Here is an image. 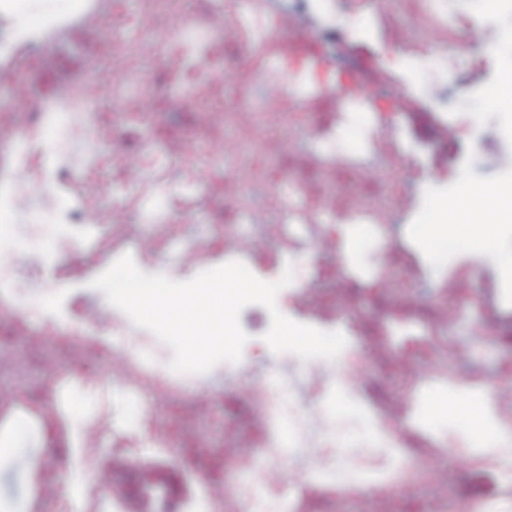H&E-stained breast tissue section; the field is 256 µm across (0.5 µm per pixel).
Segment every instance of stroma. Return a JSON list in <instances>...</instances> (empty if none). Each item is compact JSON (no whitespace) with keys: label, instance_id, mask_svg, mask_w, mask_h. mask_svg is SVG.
Here are the masks:
<instances>
[{"label":"stroma","instance_id":"35a3bbf8","mask_svg":"<svg viewBox=\"0 0 512 512\" xmlns=\"http://www.w3.org/2000/svg\"><path fill=\"white\" fill-rule=\"evenodd\" d=\"M422 2L327 0L318 7L313 0H279L280 12L309 30L308 42L260 17L238 39L210 45L187 73L164 65L179 48L165 36L170 13L148 18L150 34L163 41L135 66L160 84L153 110L131 123L138 94L92 103L98 132L92 144H75L62 158L52 194H34L26 211L0 215V226L28 249L54 256L39 268H14V287L0 290V359L9 364L0 373V415L13 422L17 443L14 455L0 460V500L25 499L34 471L61 469L55 448L65 437L67 411H80L81 389L102 395L123 389L119 372L108 366L111 354L122 351L143 373L127 405L136 429H112L106 401L98 402L87 418L99 429L97 469L167 463L191 495L222 491L219 512H253L256 500L275 498L285 512H481L488 501L512 512L498 456L472 451L463 424L430 420L426 411L433 395L487 388L498 422L512 427V288L498 275L512 260V227L482 251L460 242L428 256L414 238L433 198L463 181L495 184L512 172L498 163L512 152V136L504 132L512 115L485 98L512 63V43L471 47L475 32L512 31V6L437 0L448 27L432 37ZM91 5L83 0L75 11L70 0H0V36L51 9L70 18L67 30L17 49V77L33 95H55L75 76L93 78V64L116 36L115 21L142 11L141 0H105L92 41L81 24ZM263 29L270 32V55L258 58L249 45ZM282 56L299 64L320 58L327 73L311 74L299 95L277 102L237 83L238 74L258 71L284 79L275 64ZM217 103L227 113L222 136L237 146L227 155L214 152L208 127ZM256 137L288 141L289 150H255ZM117 138L147 152L143 181L155 182L158 160L201 177L203 192L160 190V206L171 217L164 225L151 223L145 205L131 213L130 232L87 225V213L108 212L139 193L112 158ZM248 168L270 173L237 189L263 211L260 225L222 208L225 171ZM353 199L366 213L350 209ZM185 236L203 252L192 264L172 263L169 249ZM315 237L320 246L312 253ZM127 253L143 272L178 281L233 260L267 282L292 269V283L276 296L278 310L341 331L344 363L358 372V385L330 400V383L316 379L309 363L271 351L263 339L270 314L258 304L240 315L249 339L239 362L199 375L172 372L170 349L91 286ZM93 303L104 322L88 320ZM475 326L483 330L476 339ZM279 378L288 384L292 411L269 424L251 407L256 390ZM382 423L396 452L369 454L364 463L391 471L386 490L331 473L284 485L285 475L320 452L336 454L337 436L363 439ZM284 429L301 430L310 445L269 462L266 447ZM145 439L162 444L163 453L142 448ZM470 453L473 465L462 467Z\"/></svg>","mask_w":512,"mask_h":512}]
</instances>
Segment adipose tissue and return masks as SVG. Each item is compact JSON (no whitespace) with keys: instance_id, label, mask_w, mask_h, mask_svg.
<instances>
[{"instance_id":"obj_1","label":"adipose tissue","mask_w":512,"mask_h":512,"mask_svg":"<svg viewBox=\"0 0 512 512\" xmlns=\"http://www.w3.org/2000/svg\"><path fill=\"white\" fill-rule=\"evenodd\" d=\"M511 224L512 178L493 187L466 183L457 192L434 199L426 218L417 227L416 237L420 249L427 253L439 252L452 235L467 245L484 248L501 228ZM492 404V392L483 390L461 393L451 399L437 395L429 399L427 407L433 417L456 419L471 432L483 435L485 447L503 450L502 461L511 466L512 428L499 425ZM90 456L82 425L72 423L62 450L66 512H83L91 484Z\"/></svg>"}]
</instances>
